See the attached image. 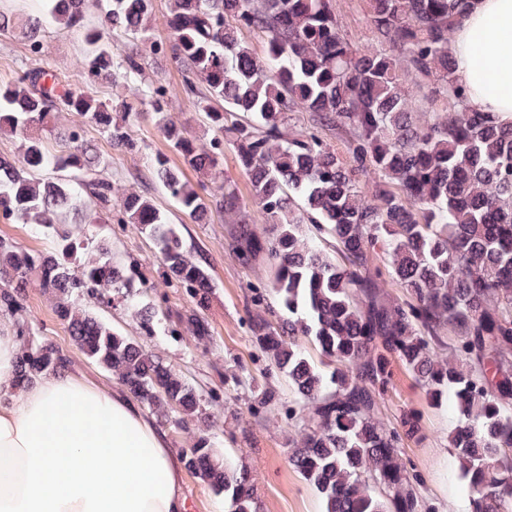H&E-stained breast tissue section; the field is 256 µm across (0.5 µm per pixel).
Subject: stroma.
<instances>
[{
	"label": "stroma",
	"instance_id": "obj_1",
	"mask_svg": "<svg viewBox=\"0 0 512 512\" xmlns=\"http://www.w3.org/2000/svg\"><path fill=\"white\" fill-rule=\"evenodd\" d=\"M84 53L85 44L79 32L62 29L52 22L47 25L42 51L37 55L29 53L13 37L0 38V81L16 79L23 65H47L62 85L79 84L81 89L102 99L120 96V89L108 83L83 81L80 66ZM130 127L140 146L136 152L116 150L90 128L84 136L95 144L113 183L152 197L176 224L185 248L207 264L212 298L204 317L211 334L201 340L180 329L175 315L189 310L191 302L182 289L160 282L161 255L153 241L127 224L93 223V213L87 210L82 214L87 222V235L108 239L116 260L132 265L137 274L156 281V288L146 300L165 314L154 335L147 337L141 336L137 323L124 307L103 310L101 316L113 327L142 337L147 348L194 381L204 394L213 396L212 410L218 423L208 435L221 458L250 470L258 490L260 512H320L318 494L288 460L291 436L282 423L293 404L291 387L285 376L269 370L251 340V290L268 283L269 269L262 262L251 266L238 262L229 248V226L223 216L216 214L210 223L197 224L177 210L151 178L147 160L162 153L177 166L180 158L171 153L150 115L131 118ZM26 307V318L34 335L67 353L72 360V372L103 387H112L113 378L72 345L42 289L29 288ZM394 372L384 407L385 419L394 420L405 409L418 410L426 434L421 444L404 446V463L423 474L420 493L423 499L436 503L439 512H467L468 493L448 443V435L455 426L454 412L431 408L402 366H395ZM264 388L276 394V415L271 419L249 412L258 391Z\"/></svg>",
	"mask_w": 512,
	"mask_h": 512
}]
</instances>
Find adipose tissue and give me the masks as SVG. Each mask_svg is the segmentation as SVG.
Returning <instances> with one entry per match:
<instances>
[{
    "label": "adipose tissue",
    "instance_id": "ef3b65f1",
    "mask_svg": "<svg viewBox=\"0 0 512 512\" xmlns=\"http://www.w3.org/2000/svg\"><path fill=\"white\" fill-rule=\"evenodd\" d=\"M451 47L470 108L512 122V0H472ZM18 350L0 319V512H187L182 459L125 388L62 370L16 389Z\"/></svg>",
    "mask_w": 512,
    "mask_h": 512
}]
</instances>
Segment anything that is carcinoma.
I'll use <instances>...</instances> for the list:
<instances>
[{"label": "carcinoma", "instance_id": "obj_1", "mask_svg": "<svg viewBox=\"0 0 512 512\" xmlns=\"http://www.w3.org/2000/svg\"><path fill=\"white\" fill-rule=\"evenodd\" d=\"M43 2L56 24L82 30L91 77L132 84L140 75L138 56L118 52L114 36L171 55L210 138L198 142L170 117L163 85L99 99L61 88L43 67L0 84V137L27 132L17 158L0 157V213L53 241L36 253L0 238V314L22 337L17 388L71 363L31 332L25 299L35 284L82 355L190 434L185 470L224 496L227 512H259L248 469L220 462L204 433L211 413L201 390L89 307L117 302L147 335L160 321L138 300L152 284L112 257L109 240L87 238L69 220L94 201V222L115 216L155 242L162 277L194 305L187 331L210 335L198 315L211 302L206 263L152 198L112 188L83 136L91 127L138 149L127 119L147 103L171 151L199 174L192 184L157 154L148 161L152 178L194 222L224 214L241 264L270 269L269 288L254 298L264 311L252 320V341L288 378L309 422L289 462L322 512H436L417 490L422 474L401 458L404 444L423 439L419 416L382 419L395 363L430 406L453 404L449 443L470 512H512V123L470 109L455 77L451 37L469 0H366L374 42L366 48L345 38L334 0H171L165 41L153 38V0ZM42 30L39 13L20 20L0 12V33L17 32L34 53ZM245 30L264 38V58ZM406 76L429 107L414 105ZM290 112L308 113L310 126L291 125ZM333 131L344 150L328 141ZM44 133L68 151L48 152ZM226 144L260 224L246 220L236 184L219 181ZM386 275L402 298L384 291ZM304 340L330 370L305 354Z\"/></svg>", "mask_w": 512, "mask_h": 512}]
</instances>
